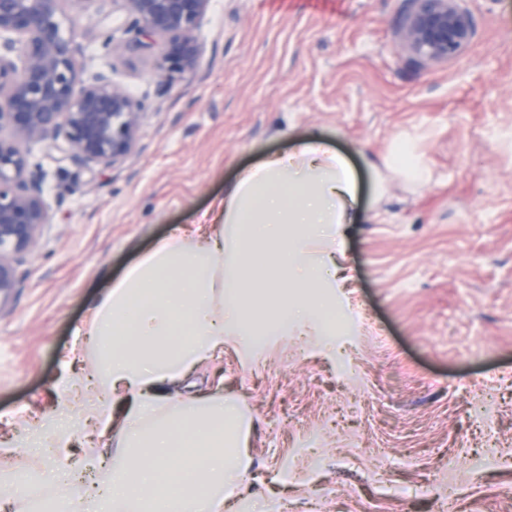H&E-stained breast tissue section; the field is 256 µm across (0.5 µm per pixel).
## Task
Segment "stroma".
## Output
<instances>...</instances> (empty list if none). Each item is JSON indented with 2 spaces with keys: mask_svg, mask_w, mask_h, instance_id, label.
Here are the masks:
<instances>
[{
  "mask_svg": "<svg viewBox=\"0 0 512 512\" xmlns=\"http://www.w3.org/2000/svg\"><path fill=\"white\" fill-rule=\"evenodd\" d=\"M406 0H212L194 73L160 52L126 50L121 0L64 5L83 47L84 76L111 70L143 106L137 145L91 171L29 144L46 172L48 222L16 264L0 309V512L52 502L63 458L29 448L67 417L94 441L82 410L57 394L75 331L98 299L155 244L224 195L241 169L319 136L357 174L361 223L336 239V308L359 314L355 335L300 325L261 347L224 340L181 392L211 389L237 405L250 467L249 512H440L454 484L458 512H512V0H468L470 45L431 65L398 29ZM423 134L426 182L391 179L383 197L364 163ZM279 253L250 279L252 306L291 290ZM306 456H298L300 444ZM322 466L309 472L308 459Z\"/></svg>",
  "mask_w": 512,
  "mask_h": 512,
  "instance_id": "obj_1",
  "label": "stroma"
}]
</instances>
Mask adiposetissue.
Here are the masks:
<instances>
[{
	"instance_id": "1",
	"label": "adipose tissue",
	"mask_w": 512,
	"mask_h": 512,
	"mask_svg": "<svg viewBox=\"0 0 512 512\" xmlns=\"http://www.w3.org/2000/svg\"><path fill=\"white\" fill-rule=\"evenodd\" d=\"M416 136L392 145L387 170L427 177ZM355 180L348 162L315 136L244 171L199 226L177 229L98 300L90 329L98 352L99 436L119 427L116 460L91 448L75 467L106 469L94 489L70 482L64 496L88 498L92 512H223L235 480L250 466L236 405L189 398L170 408L171 390L224 339L260 335L248 312V270L263 265L262 243L278 245L286 276L305 289L295 298L305 321L334 309L328 291L342 225L353 223ZM236 228L227 242L219 227Z\"/></svg>"
}]
</instances>
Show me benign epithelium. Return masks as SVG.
<instances>
[{
  "label": "benign epithelium",
  "instance_id": "1",
  "mask_svg": "<svg viewBox=\"0 0 512 512\" xmlns=\"http://www.w3.org/2000/svg\"><path fill=\"white\" fill-rule=\"evenodd\" d=\"M64 2L0 0V306L17 287L16 257L32 249L48 218L45 176L25 145L42 142L77 166L112 168L134 150L143 118L142 104L109 72L83 77ZM123 2L134 31L127 50L158 49L174 70L194 72L211 0ZM465 2L410 0L401 25L407 51L428 64L459 56L473 34Z\"/></svg>",
  "mask_w": 512,
  "mask_h": 512
}]
</instances>
